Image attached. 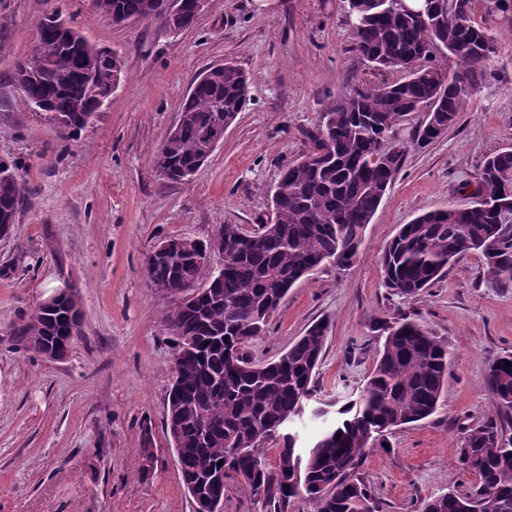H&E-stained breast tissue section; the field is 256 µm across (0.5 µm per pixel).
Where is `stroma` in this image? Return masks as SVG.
Returning a JSON list of instances; mask_svg holds the SVG:
<instances>
[{
    "instance_id": "obj_1",
    "label": "stroma",
    "mask_w": 512,
    "mask_h": 512,
    "mask_svg": "<svg viewBox=\"0 0 512 512\" xmlns=\"http://www.w3.org/2000/svg\"><path fill=\"white\" fill-rule=\"evenodd\" d=\"M54 11L116 52L126 73L94 122L67 141L13 79L39 20ZM475 17L500 53L458 122L423 148L413 142L415 121L395 129L401 167L357 260L301 278L267 336L246 349L253 362H269L328 318L316 407L360 391L382 341L378 320L408 315L449 344L438 410L366 452L359 475L381 512H421L430 497L470 492L476 479L457 462L467 430L492 418L512 436V413L481 384L493 358L512 354V281L489 277L472 251L432 288L399 296L385 288L380 265L400 225L467 203L484 158L512 147V14L477 0ZM353 43L341 0H209L174 37L152 21L112 24L91 0H0V158L20 162L30 189L0 240V512H193L164 427L173 371L164 318L175 303L148 287L145 256L170 236L202 240L223 224L270 223L268 191L321 113L396 78L360 60ZM227 61L250 75L251 103L191 181L166 183L153 153L195 78ZM62 288L79 298L82 331L67 357L52 361L18 345L10 327Z\"/></svg>"
}]
</instances>
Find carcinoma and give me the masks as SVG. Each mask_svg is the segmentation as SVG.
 Segmentation results:
<instances>
[{"label":"carcinoma","instance_id":"cac0c4a2","mask_svg":"<svg viewBox=\"0 0 512 512\" xmlns=\"http://www.w3.org/2000/svg\"><path fill=\"white\" fill-rule=\"evenodd\" d=\"M100 13L160 21L164 0H93ZM427 25L384 0H344L352 19L353 49L379 70L404 76L345 99L322 113L308 133L310 146L279 177L284 194L272 224L247 229L226 224L202 242L186 240L162 257L146 256L150 285L171 292L193 285L204 289L194 302L165 318L176 369L167 398L165 428L178 449V470L191 498L222 493L213 474L236 477L266 512H288L305 496L316 512H380L378 501L355 476L366 450L394 428L435 413L448 376V346L404 317L386 327L374 369L357 399L337 410L335 424L300 447L288 424L302 416L313 394L327 326L312 324L278 360L254 364L244 349L268 332L279 306L278 291L326 264L353 262L366 224L397 174L403 151L391 142L392 122L409 120L416 105L435 104L436 121L456 124L477 84L476 68L494 57L497 38L475 19L474 0H434ZM40 44L17 64L35 79L25 102L38 105L52 121L61 116L65 137L85 128L108 102V72L121 62L91 44L73 27L62 32L49 15L39 25ZM439 51L456 59L448 73L432 63ZM249 81L237 65L212 73L180 105L178 130L153 155L165 180L181 182L183 172L207 157L203 135L225 117L245 111ZM439 138L425 114L416 144ZM512 174V148L483 162L472 201L423 213L400 227L380 256L384 284L397 295L426 290L461 255H482L487 274L512 280V237L497 224L500 184ZM27 187L18 163L0 168V237L8 235L24 204ZM224 249V271L196 258L200 249ZM77 298L56 310H34L13 325V335L30 352L43 354L70 327ZM482 384L498 408L512 411V355L492 360ZM276 441L270 467L265 443ZM459 468L475 476L472 493L451 500L435 496L422 512H467L490 499V512H512V438L494 419L465 433Z\"/></svg>","mask_w":512,"mask_h":512}]
</instances>
